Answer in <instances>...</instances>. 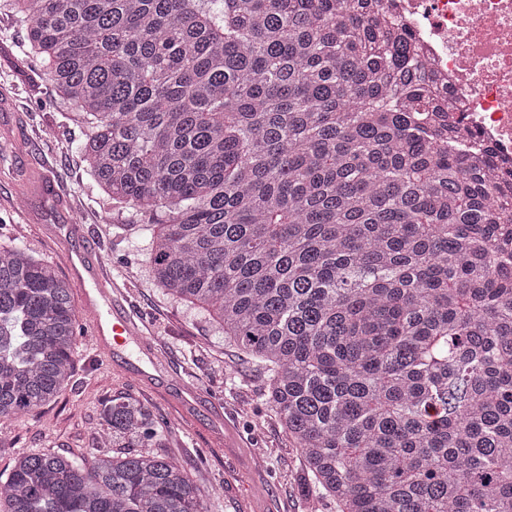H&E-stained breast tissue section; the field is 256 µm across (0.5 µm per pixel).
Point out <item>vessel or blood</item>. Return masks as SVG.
I'll use <instances>...</instances> for the list:
<instances>
[{
    "mask_svg": "<svg viewBox=\"0 0 512 512\" xmlns=\"http://www.w3.org/2000/svg\"><path fill=\"white\" fill-rule=\"evenodd\" d=\"M66 263L80 290V299L89 313L90 329L100 339L105 357L122 354L131 345L140 343L143 335L131 311L113 309L111 303L120 294L121 286L102 261L90 260L85 246H78L66 255Z\"/></svg>",
    "mask_w": 512,
    "mask_h": 512,
    "instance_id": "b4317fda",
    "label": "vessel or blood"
}]
</instances>
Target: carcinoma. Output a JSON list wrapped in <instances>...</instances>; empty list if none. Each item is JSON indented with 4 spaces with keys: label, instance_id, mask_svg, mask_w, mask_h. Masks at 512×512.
<instances>
[{
    "label": "carcinoma",
    "instance_id": "obj_1",
    "mask_svg": "<svg viewBox=\"0 0 512 512\" xmlns=\"http://www.w3.org/2000/svg\"><path fill=\"white\" fill-rule=\"evenodd\" d=\"M365 0H4L155 283L267 373L309 505L512 512V206ZM72 288L0 245V421L74 376ZM112 456L17 458L0 512H209L134 397Z\"/></svg>",
    "mask_w": 512,
    "mask_h": 512
}]
</instances>
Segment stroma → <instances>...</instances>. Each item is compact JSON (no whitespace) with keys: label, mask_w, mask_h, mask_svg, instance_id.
Masks as SVG:
<instances>
[{"label":"stroma","mask_w":512,"mask_h":512,"mask_svg":"<svg viewBox=\"0 0 512 512\" xmlns=\"http://www.w3.org/2000/svg\"><path fill=\"white\" fill-rule=\"evenodd\" d=\"M0 244L18 243L56 264L70 279L65 252L77 243L97 249L111 274L126 284L128 302L150 323L142 345L105 361L77 307L79 333L71 385L40 410L0 422L8 448L0 473L19 456L55 452L74 459L101 453L99 412L111 398L133 396L172 426L169 452L191 480L210 491V512H308L297 448L265 401L266 378L224 339L209 315L166 295L150 273V255L128 211L111 204L71 144L80 129L63 116L48 80L28 91L15 69L25 27L0 12ZM111 206L115 221L101 223Z\"/></svg>","instance_id":"1"}]
</instances>
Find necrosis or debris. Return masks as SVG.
<instances>
[{
	"instance_id": "obj_1",
	"label": "necrosis or debris",
	"mask_w": 512,
	"mask_h": 512,
	"mask_svg": "<svg viewBox=\"0 0 512 512\" xmlns=\"http://www.w3.org/2000/svg\"><path fill=\"white\" fill-rule=\"evenodd\" d=\"M430 80L474 135L477 157L512 192V0H384Z\"/></svg>"
}]
</instances>
